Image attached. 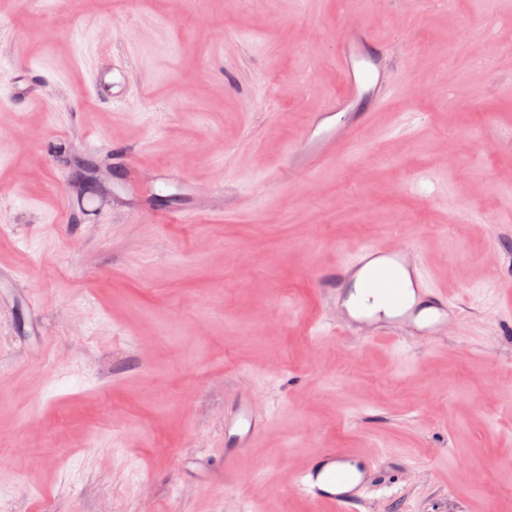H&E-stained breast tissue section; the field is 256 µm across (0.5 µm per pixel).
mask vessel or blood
<instances>
[{
	"mask_svg": "<svg viewBox=\"0 0 512 512\" xmlns=\"http://www.w3.org/2000/svg\"><path fill=\"white\" fill-rule=\"evenodd\" d=\"M337 42L334 66L342 91L309 115L301 142L288 154L289 174L311 173L336 160L355 138L370 129L375 111L383 108L396 90L392 69L379 57L381 43L365 23H345L337 33ZM93 92L96 98L115 104L125 96L122 81L111 69L98 73ZM356 282L365 291L392 296L393 314L380 311L373 316L384 338H394L400 324L421 336L435 335L452 312L447 290L428 282L418 253L408 245L361 248L356 262L336 264L318 286L327 296L341 299ZM267 425L266 418L254 414L249 398L243 397L233 418L224 425V437L243 450L253 447ZM365 478L366 467L360 456L344 448H324L294 480L310 501L331 504L337 512H352L361 498Z\"/></svg>",
	"mask_w": 512,
	"mask_h": 512,
	"instance_id": "1",
	"label": "vessel or blood"
}]
</instances>
